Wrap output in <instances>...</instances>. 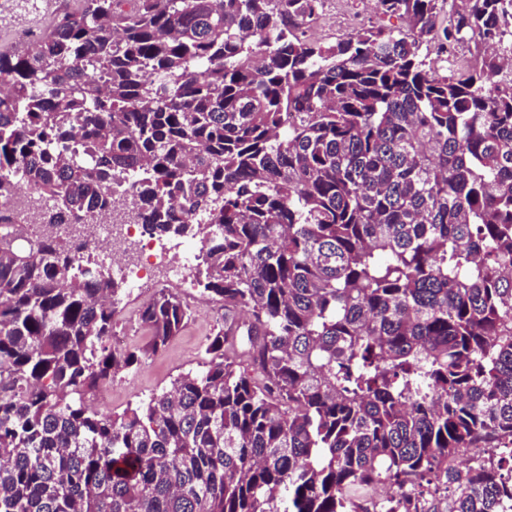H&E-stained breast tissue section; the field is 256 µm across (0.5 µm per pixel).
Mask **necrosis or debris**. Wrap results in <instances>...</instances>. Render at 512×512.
<instances>
[{
  "label": "necrosis or debris",
  "instance_id": "1",
  "mask_svg": "<svg viewBox=\"0 0 512 512\" xmlns=\"http://www.w3.org/2000/svg\"><path fill=\"white\" fill-rule=\"evenodd\" d=\"M133 193H116L112 208L94 214L81 224L59 227V235L78 246V258L85 265L116 262L121 279L129 292L143 295L160 286L177 287L187 282L201 257L198 250L185 248L173 259L163 258L155 249L156 239L136 218L132 207ZM12 215L21 217V225H0V232L21 234L29 238L44 228L43 216L51 203L22 190L8 200Z\"/></svg>",
  "mask_w": 512,
  "mask_h": 512
}]
</instances>
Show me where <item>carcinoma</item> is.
Wrapping results in <instances>:
<instances>
[{
	"instance_id": "1",
	"label": "carcinoma",
	"mask_w": 512,
	"mask_h": 512,
	"mask_svg": "<svg viewBox=\"0 0 512 512\" xmlns=\"http://www.w3.org/2000/svg\"><path fill=\"white\" fill-rule=\"evenodd\" d=\"M122 2L0 50V199L55 202L0 236V512H512V0H374L406 27L332 42L324 0ZM117 171L201 236L224 325L106 414L81 395L192 316L161 288L112 349L123 284L53 228ZM6 205L13 216L21 217L23 220V223L17 226L21 233L16 231L14 225L19 223L1 224L0 233L7 232L15 238H30L37 236V233L45 228L43 215L52 206V202L23 189L12 199L0 201V208H5Z\"/></svg>"
}]
</instances>
